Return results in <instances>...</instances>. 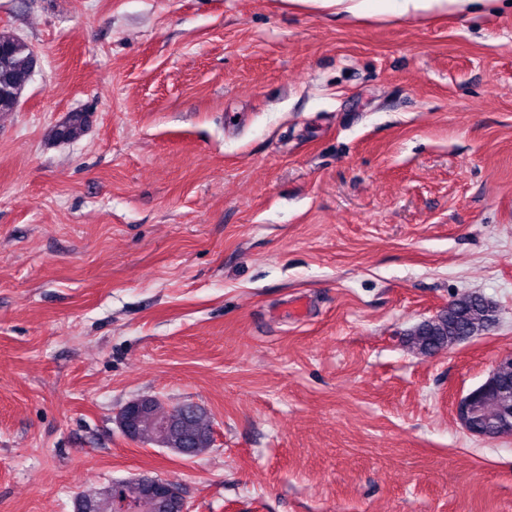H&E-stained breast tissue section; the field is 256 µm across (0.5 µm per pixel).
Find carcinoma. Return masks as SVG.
Returning <instances> with one entry per match:
<instances>
[{
  "instance_id": "cac0c4a2",
  "label": "carcinoma",
  "mask_w": 512,
  "mask_h": 512,
  "mask_svg": "<svg viewBox=\"0 0 512 512\" xmlns=\"http://www.w3.org/2000/svg\"><path fill=\"white\" fill-rule=\"evenodd\" d=\"M34 53L31 47L16 35L0 31V117L15 111L19 98L33 74ZM86 118L81 112L72 113L69 118L51 130L55 140L73 141L85 132ZM497 320L495 304L477 293L463 294L453 305L434 319L417 325L408 333L407 343L413 350L430 355L452 344L463 335L476 336L488 330ZM172 407L160 399H151L148 409L139 414L137 429L142 443L154 445L162 433V425L169 421ZM504 414L500 401L485 400L477 415V421L487 427L493 426ZM212 425L203 410L187 415L178 422L177 434L188 442V457L205 453L213 446L210 436ZM112 512H169L162 505L145 506L141 487L131 481L118 483L117 501Z\"/></svg>"
}]
</instances>
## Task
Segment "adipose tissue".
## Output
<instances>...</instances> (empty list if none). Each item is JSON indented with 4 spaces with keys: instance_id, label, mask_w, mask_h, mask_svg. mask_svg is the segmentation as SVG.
<instances>
[{
    "instance_id": "adipose-tissue-1",
    "label": "adipose tissue",
    "mask_w": 512,
    "mask_h": 512,
    "mask_svg": "<svg viewBox=\"0 0 512 512\" xmlns=\"http://www.w3.org/2000/svg\"><path fill=\"white\" fill-rule=\"evenodd\" d=\"M298 5L315 4L334 9L336 14L364 18L369 15L399 14L419 16L463 12L474 0H294Z\"/></svg>"
}]
</instances>
